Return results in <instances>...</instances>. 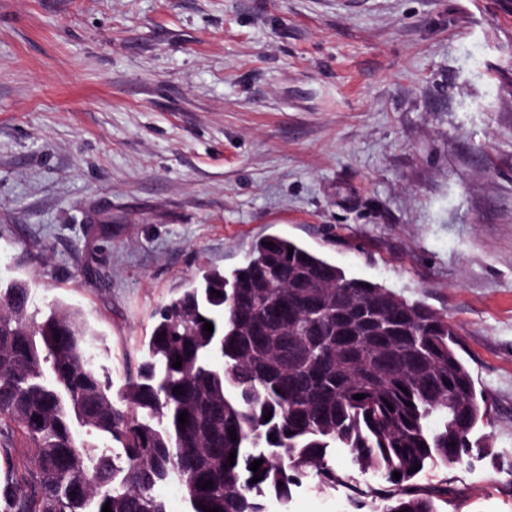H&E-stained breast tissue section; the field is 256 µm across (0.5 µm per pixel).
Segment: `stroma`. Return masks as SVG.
I'll return each mask as SVG.
<instances>
[{
	"instance_id": "1",
	"label": "stroma",
	"mask_w": 512,
	"mask_h": 512,
	"mask_svg": "<svg viewBox=\"0 0 512 512\" xmlns=\"http://www.w3.org/2000/svg\"><path fill=\"white\" fill-rule=\"evenodd\" d=\"M264 235L447 315L491 409L438 512H512V0H0V280L121 385L158 309ZM268 512H378L327 455Z\"/></svg>"
}]
</instances>
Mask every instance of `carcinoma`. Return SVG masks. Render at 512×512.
Listing matches in <instances>:
<instances>
[{"instance_id": "1", "label": "carcinoma", "mask_w": 512, "mask_h": 512, "mask_svg": "<svg viewBox=\"0 0 512 512\" xmlns=\"http://www.w3.org/2000/svg\"><path fill=\"white\" fill-rule=\"evenodd\" d=\"M29 299L26 283L0 284V512H168L157 488L170 479L188 512H267L265 493L288 502L308 468L335 485L338 444L387 474L382 512H438L413 480L468 455L486 415L446 315L288 238L257 241L229 273L200 270L115 392L81 313ZM17 440L33 449L21 465Z\"/></svg>"}]
</instances>
